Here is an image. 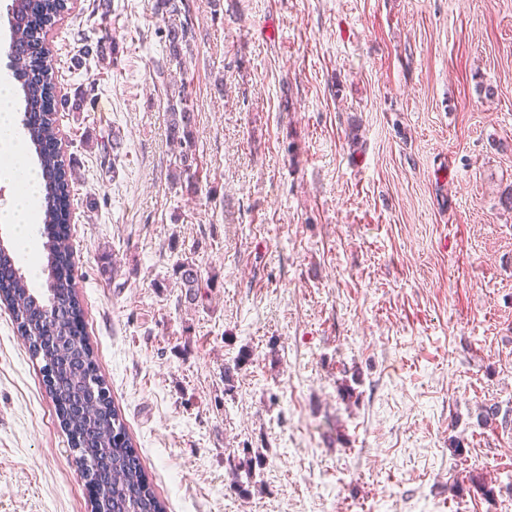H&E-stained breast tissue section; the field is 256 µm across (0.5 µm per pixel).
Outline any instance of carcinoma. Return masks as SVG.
<instances>
[{
	"label": "carcinoma",
	"mask_w": 512,
	"mask_h": 512,
	"mask_svg": "<svg viewBox=\"0 0 512 512\" xmlns=\"http://www.w3.org/2000/svg\"><path fill=\"white\" fill-rule=\"evenodd\" d=\"M64 0H11L18 14L11 25L10 52L19 61L16 70L24 102V121L31 127V144L38 162L39 190L45 193L43 224L46 290L30 287L25 274L12 262L13 253L0 248V294L9 302L17 329L28 341L32 356L43 361L46 386L61 421L78 453L77 464H91L88 473L97 487L92 512H165L95 366L83 325V313L74 283L73 252L67 220L71 175L57 146L59 110L68 100L56 96V74L44 48V36L54 27ZM166 15L165 37L170 61L185 65L193 28L185 0H157ZM169 129L179 140L172 180L186 194L197 192L194 109L186 91L169 99ZM174 275L184 288V302L193 305L201 295V270L191 257L176 262ZM264 460L258 449L244 448L226 458L239 496L247 498L257 486L256 468Z\"/></svg>",
	"instance_id": "1"
}]
</instances>
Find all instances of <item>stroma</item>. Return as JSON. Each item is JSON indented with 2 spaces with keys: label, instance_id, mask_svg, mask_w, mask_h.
<instances>
[{
  "label": "stroma",
  "instance_id": "1",
  "mask_svg": "<svg viewBox=\"0 0 512 512\" xmlns=\"http://www.w3.org/2000/svg\"><path fill=\"white\" fill-rule=\"evenodd\" d=\"M187 3L183 70L155 0L49 33L86 332L166 512H512V0ZM41 367L0 304V512H90ZM185 85L178 94L179 99H169L167 112L170 132L179 140L181 150L175 154L172 168V180L185 190L187 195L197 192V157L194 137V109ZM181 94V95H180ZM174 275L182 285L181 288H184V303L195 305L203 288L201 270L195 260L185 255V258L176 262ZM264 455L259 449L244 448L240 454L228 455L226 463L234 476L235 488L240 497L251 495V488L258 486L256 467L262 465Z\"/></svg>",
  "mask_w": 512,
  "mask_h": 512
}]
</instances>
